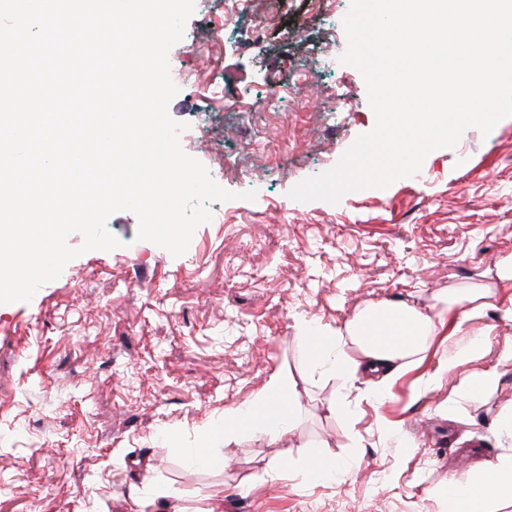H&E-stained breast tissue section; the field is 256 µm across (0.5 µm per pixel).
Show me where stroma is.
Wrapping results in <instances>:
<instances>
[{
    "instance_id": "1",
    "label": "stroma",
    "mask_w": 512,
    "mask_h": 512,
    "mask_svg": "<svg viewBox=\"0 0 512 512\" xmlns=\"http://www.w3.org/2000/svg\"><path fill=\"white\" fill-rule=\"evenodd\" d=\"M292 6L286 17L276 0H253L268 18L258 42L250 21L224 28V0H206L173 61L195 74L168 105L186 126L182 150L209 169L237 161L220 180L235 194L218 205L222 223L198 226L175 257L138 239L134 213H113L118 248L88 251L30 301L0 304V512H448L449 476L512 446L492 429L512 409V363L493 391L457 395L512 351V323L494 308L383 400L332 358L311 359L299 333L344 328L378 302L429 308L512 252V117L486 136L467 129L387 188L292 199L376 123L361 72L340 61L350 0ZM298 68L305 89L269 97ZM261 100L266 111L250 117L230 109ZM474 338L484 358L426 387L450 346ZM275 373L299 401L290 430L272 440L241 426L208 442ZM206 445L229 465H193ZM325 453L339 473H306Z\"/></svg>"
}]
</instances>
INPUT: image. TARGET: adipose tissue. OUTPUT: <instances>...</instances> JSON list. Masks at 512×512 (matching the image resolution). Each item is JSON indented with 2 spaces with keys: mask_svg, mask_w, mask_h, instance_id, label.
<instances>
[{
  "mask_svg": "<svg viewBox=\"0 0 512 512\" xmlns=\"http://www.w3.org/2000/svg\"><path fill=\"white\" fill-rule=\"evenodd\" d=\"M493 283L449 292L442 307L426 313L401 303H375L345 325L336 335L316 331L310 337L311 354L336 346V368L351 376L366 377L373 395L386 397L396 378L423 364L433 343L457 335L472 318L489 307L497 289L512 288V253L498 259ZM388 311L390 322L380 325L378 311ZM281 375L269 378L264 393L249 404L225 412V422L251 425L272 437L287 431L299 411L297 398L288 395ZM465 512H499L512 498V451L497 455L476 473L450 477Z\"/></svg>",
  "mask_w": 512,
  "mask_h": 512,
  "instance_id": "1",
  "label": "adipose tissue"
}]
</instances>
